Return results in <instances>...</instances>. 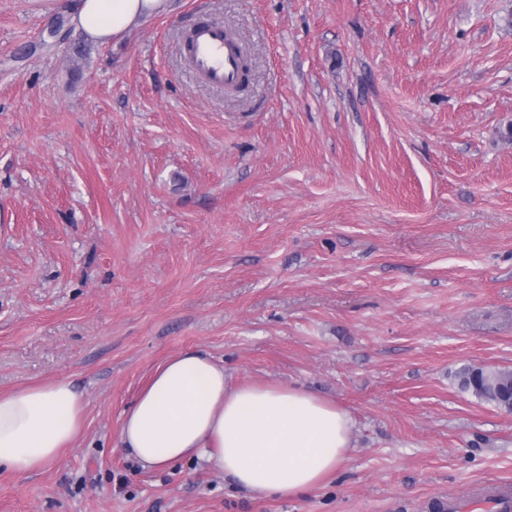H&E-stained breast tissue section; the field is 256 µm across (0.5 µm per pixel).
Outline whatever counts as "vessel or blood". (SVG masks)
<instances>
[{
    "label": "vessel or blood",
    "instance_id": "obj_1",
    "mask_svg": "<svg viewBox=\"0 0 512 512\" xmlns=\"http://www.w3.org/2000/svg\"><path fill=\"white\" fill-rule=\"evenodd\" d=\"M189 55L197 75L211 86L230 88L241 78V54L222 27L198 22ZM448 512H512V491L494 488L475 498L452 499Z\"/></svg>",
    "mask_w": 512,
    "mask_h": 512
}]
</instances>
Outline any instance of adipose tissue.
<instances>
[{
	"instance_id": "adipose-tissue-1",
	"label": "adipose tissue",
	"mask_w": 512,
	"mask_h": 512,
	"mask_svg": "<svg viewBox=\"0 0 512 512\" xmlns=\"http://www.w3.org/2000/svg\"><path fill=\"white\" fill-rule=\"evenodd\" d=\"M171 0H80L73 22L107 43L167 13ZM85 400L58 379L0 394V470L41 469L77 437ZM355 421L321 395L274 382L230 385L224 366L192 350L166 360L125 412L121 443L141 469L205 458L254 498L321 488L348 459Z\"/></svg>"
}]
</instances>
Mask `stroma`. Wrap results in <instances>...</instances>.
Instances as JSON below:
<instances>
[{"label":"stroma","mask_w":512,"mask_h":512,"mask_svg":"<svg viewBox=\"0 0 512 512\" xmlns=\"http://www.w3.org/2000/svg\"><path fill=\"white\" fill-rule=\"evenodd\" d=\"M77 0H0V392L69 379V448L0 471V512H429L512 484V0H175L83 42ZM244 45L238 92L182 36ZM194 350L235 385L353 416L318 490L254 499L200 460L145 471L125 411ZM459 386L463 391L471 392L475 397L491 403L503 411L512 410L511 397L508 395V386L512 390V370H487L478 366H470L459 375Z\"/></svg>","instance_id":"35a3bbf8"}]
</instances>
